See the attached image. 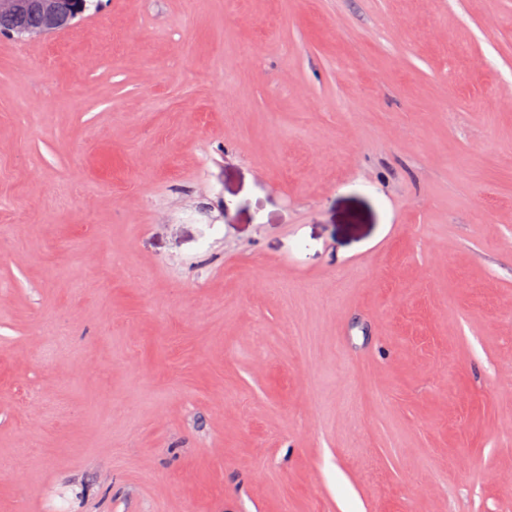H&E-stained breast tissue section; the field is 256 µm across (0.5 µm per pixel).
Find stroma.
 Wrapping results in <instances>:
<instances>
[{
	"instance_id": "stroma-1",
	"label": "stroma",
	"mask_w": 512,
	"mask_h": 512,
	"mask_svg": "<svg viewBox=\"0 0 512 512\" xmlns=\"http://www.w3.org/2000/svg\"><path fill=\"white\" fill-rule=\"evenodd\" d=\"M0 512H512V0L0 34Z\"/></svg>"
}]
</instances>
